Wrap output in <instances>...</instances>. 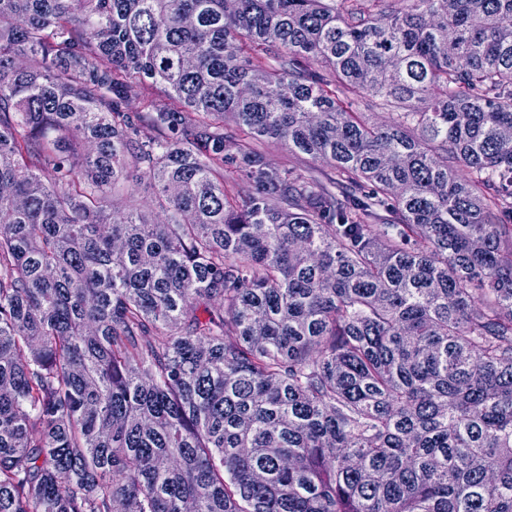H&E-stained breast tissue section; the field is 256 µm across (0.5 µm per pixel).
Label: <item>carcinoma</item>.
Masks as SVG:
<instances>
[{
  "label": "carcinoma",
  "mask_w": 512,
  "mask_h": 512,
  "mask_svg": "<svg viewBox=\"0 0 512 512\" xmlns=\"http://www.w3.org/2000/svg\"><path fill=\"white\" fill-rule=\"evenodd\" d=\"M0 512H512V0H0Z\"/></svg>",
  "instance_id": "1"
}]
</instances>
